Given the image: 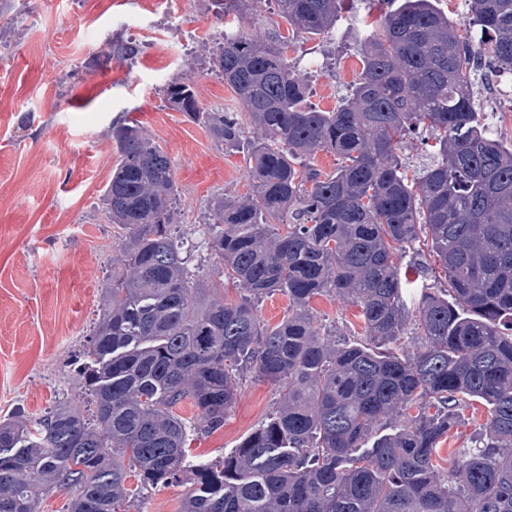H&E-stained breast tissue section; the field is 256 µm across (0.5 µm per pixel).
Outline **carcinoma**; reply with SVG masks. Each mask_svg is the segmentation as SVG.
<instances>
[{
	"label": "carcinoma",
	"mask_w": 512,
	"mask_h": 512,
	"mask_svg": "<svg viewBox=\"0 0 512 512\" xmlns=\"http://www.w3.org/2000/svg\"><path fill=\"white\" fill-rule=\"evenodd\" d=\"M271 1L290 35L231 27L209 50L242 113L202 109L183 78L164 89L216 145L246 147L251 192L211 197L204 224L217 276L247 294L229 303L199 279L176 231L172 160L116 123L103 204L121 234L82 350V401L0 419V512H37L61 488L76 490L68 512H129L130 477L189 484L179 512H512V142L474 99L485 59L512 70V0H470L463 23L434 0H400L377 28L357 20L361 72L332 110L307 103L288 46L335 31L352 0L213 3L243 17ZM138 52L118 40L107 57ZM420 128L437 155L410 179L401 144ZM320 151L334 171L313 164ZM422 236L449 293L422 288L410 311L401 255ZM330 291L360 309L364 342L319 334L309 303ZM275 292L288 316L263 325L255 304ZM410 317L421 344L389 350ZM244 369L278 387L277 409L223 458L191 463L188 433L224 426ZM464 399L487 408V441L442 475L435 457ZM186 400L191 425L175 412ZM390 419L394 432L376 435Z\"/></svg>",
	"instance_id": "1"
}]
</instances>
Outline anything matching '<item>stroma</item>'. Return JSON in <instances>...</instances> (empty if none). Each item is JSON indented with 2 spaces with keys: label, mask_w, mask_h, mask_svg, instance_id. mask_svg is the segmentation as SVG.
Segmentation results:
<instances>
[{
  "label": "stroma",
  "mask_w": 512,
  "mask_h": 512,
  "mask_svg": "<svg viewBox=\"0 0 512 512\" xmlns=\"http://www.w3.org/2000/svg\"><path fill=\"white\" fill-rule=\"evenodd\" d=\"M388 0H356L331 37L299 35L288 59L312 76L310 100L333 109L361 70L357 19L378 24ZM224 29L211 0H0V417L22 409L36 419L78 401L75 367L112 268L114 233L102 195L116 164L113 122L145 128L171 158L179 225L201 243L209 198L251 188L245 150L217 147L208 131L171 109L164 86L190 78L203 109L237 112L231 89L206 62ZM139 46L134 60L107 59L113 38ZM323 337L361 342L357 306L334 293L311 301ZM277 386L240 374L222 428L191 441L192 455L218 459L240 446L274 410ZM443 438L441 471L487 433L488 411L462 402Z\"/></svg>",
  "instance_id": "1"
}]
</instances>
